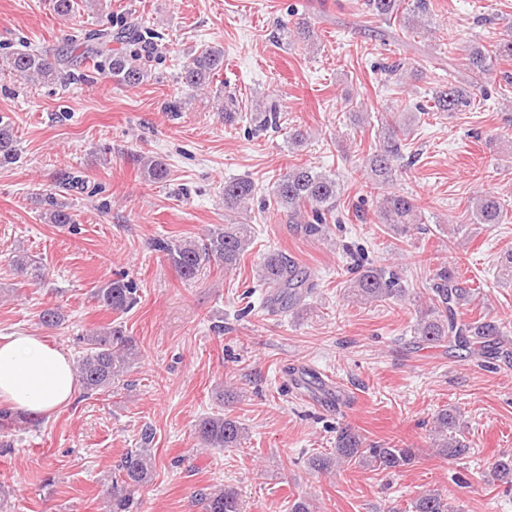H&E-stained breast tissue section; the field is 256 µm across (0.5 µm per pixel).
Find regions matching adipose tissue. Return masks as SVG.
<instances>
[{
  "label": "adipose tissue",
  "mask_w": 512,
  "mask_h": 512,
  "mask_svg": "<svg viewBox=\"0 0 512 512\" xmlns=\"http://www.w3.org/2000/svg\"><path fill=\"white\" fill-rule=\"evenodd\" d=\"M79 382L66 353L26 330L0 335V403L49 415L70 405Z\"/></svg>",
  "instance_id": "adipose-tissue-1"
}]
</instances>
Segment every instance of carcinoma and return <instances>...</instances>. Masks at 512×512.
<instances>
[{
	"mask_svg": "<svg viewBox=\"0 0 512 512\" xmlns=\"http://www.w3.org/2000/svg\"><path fill=\"white\" fill-rule=\"evenodd\" d=\"M367 11L377 17L403 20V27L413 30L428 17L427 0H364ZM286 34L296 40L309 42L315 33L307 20L299 21ZM139 39L138 27L129 26L114 34L103 29L89 38L72 42L70 52L54 58L40 50L18 51L6 58V70L21 78L43 83L66 82L69 68L80 58H98L120 85L133 86L147 78V71L137 63V57L128 53L125 46ZM495 58H512V24L507 26L506 37L492 46L477 45L469 50L468 70L471 73L469 88L453 82L432 93L426 112H456L471 104L472 91L478 80L490 69ZM224 69V50L208 46L198 52L179 74L182 84L200 89L210 83ZM385 135L375 146L368 165L372 182L386 185L393 177L395 163L403 157L401 135L404 127L396 120L385 121ZM20 153L19 144L10 124L0 119V165L12 164ZM144 176L152 182H163L169 176L166 164L160 160L138 157ZM254 183L244 177L224 182V209L237 211L246 206L254 196ZM340 184L336 175L317 170L304 163L292 165L278 179L274 199L277 207L288 212L289 223L310 238L324 235L328 220L334 219ZM45 217L52 224L65 226L72 223L66 203L50 196L46 200ZM377 223L386 225L392 232L405 235L422 223V212L416 200L408 195L387 193L383 195L376 214ZM474 224H500L503 206L498 198L483 195L470 211ZM253 227L250 224H224L209 230L200 240L171 241L156 239L155 251L171 262L181 279L193 281L212 265L234 269L252 244ZM346 254L353 260L354 278L351 294L358 301L381 302L401 299L407 289L394 270H386L365 262L351 248ZM18 276L34 281L42 278L40 262L27 253L12 258ZM258 287L267 289V304L299 308L306 296L316 287L297 265L280 252H270L263 260L258 274ZM136 288L113 279L96 288L94 295L102 307L116 313H127L136 303ZM479 294L472 281L465 278L459 268L442 265L435 270L427 299L420 304L419 319L414 326L415 344L420 347L448 346L467 355L493 364L512 359V340L504 332L502 323L487 315L476 319L464 317V307ZM83 344L77 360V369L85 395L101 394L125 385L131 364L138 357L134 339L124 334L122 326L108 325L88 336L79 337ZM460 415L453 409H443L435 415L433 447L444 459L455 460L470 453V444L457 437ZM243 424L224 414L201 418L195 427L196 440L202 448H238L244 438ZM153 430L141 432L140 446L125 452L112 476L108 495L111 512H130L132 488L149 479L151 475V445ZM415 449L398 445H374L357 430L349 427L336 429L335 448L327 454L310 459L311 468L320 473H330L342 465L369 467L380 472H399L416 462ZM490 477L512 488V457L502 458L492 464ZM203 512H242L239 493L232 487L203 493L199 498ZM412 512H449V505L437 490H426L415 499Z\"/></svg>",
	"mask_w": 512,
	"mask_h": 512,
	"instance_id": "carcinoma-1",
	"label": "carcinoma"
}]
</instances>
